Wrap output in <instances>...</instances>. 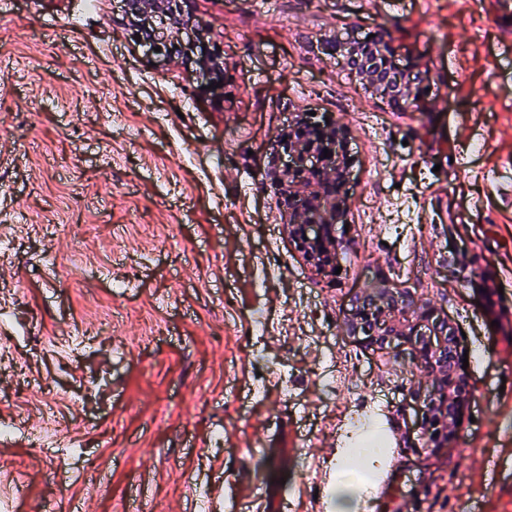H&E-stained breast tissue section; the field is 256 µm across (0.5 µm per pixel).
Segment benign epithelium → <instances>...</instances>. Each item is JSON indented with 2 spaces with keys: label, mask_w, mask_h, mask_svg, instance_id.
Returning a JSON list of instances; mask_svg holds the SVG:
<instances>
[{
  "label": "benign epithelium",
  "mask_w": 512,
  "mask_h": 512,
  "mask_svg": "<svg viewBox=\"0 0 512 512\" xmlns=\"http://www.w3.org/2000/svg\"><path fill=\"white\" fill-rule=\"evenodd\" d=\"M126 18L140 42L153 48L161 47L158 55L168 56L178 42L179 34L192 29L197 38L205 36V28L195 22L188 11L189 0H123ZM220 45L208 47L209 55L201 64L211 71L212 79L221 83L224 69L219 63L223 52ZM381 44L361 43L349 48L344 61L355 71L370 78L373 87L396 103L412 104L416 93L406 82L408 75L386 65ZM317 123L307 114L300 119L299 136L288 135L280 142L282 153L288 157L275 177L278 191L292 196L295 182H305L306 196L314 199V215L302 208L288 210V229L291 239L304 258L317 270L330 267L319 261L335 257L338 251L336 224L342 221L347 207L346 196L328 197L318 172L327 167L319 143L305 135V126ZM325 133L332 140L330 162L337 171L347 166L344 158V131L328 125ZM346 329L352 336H361L369 345L396 347L407 344L415 360L431 378L427 389L417 388L411 396L420 412V426L427 442L436 448L452 447L456 440L464 408L470 399L468 378L461 362L460 341L448 317L436 309L421 304L408 290L385 284L360 295L354 309L346 318Z\"/></svg>",
  "instance_id": "7a95c632"
}]
</instances>
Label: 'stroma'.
<instances>
[{"label": "stroma", "instance_id": "1", "mask_svg": "<svg viewBox=\"0 0 512 512\" xmlns=\"http://www.w3.org/2000/svg\"><path fill=\"white\" fill-rule=\"evenodd\" d=\"M188 9L220 87L200 49L155 60L119 0H0V461L27 489L0 487V512H199L216 482L211 512H312L320 474L357 465L348 407L379 408L396 467L358 512H512V0ZM348 32L390 35L416 107L342 64ZM310 111L345 129L337 275L295 247L271 181ZM382 283L482 354L455 447L412 426L430 380L409 347L346 332Z\"/></svg>", "mask_w": 512, "mask_h": 512}]
</instances>
